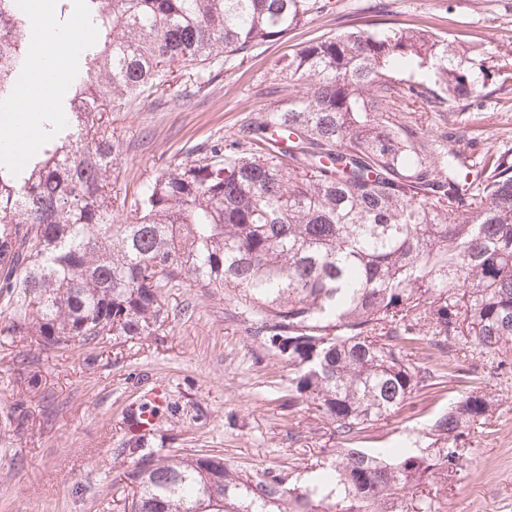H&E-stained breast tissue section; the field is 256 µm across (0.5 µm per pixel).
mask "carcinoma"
Returning a JSON list of instances; mask_svg holds the SVG:
<instances>
[{"label": "carcinoma", "mask_w": 512, "mask_h": 512, "mask_svg": "<svg viewBox=\"0 0 512 512\" xmlns=\"http://www.w3.org/2000/svg\"><path fill=\"white\" fill-rule=\"evenodd\" d=\"M86 68L38 131L42 150L0 158L1 336L42 351L152 336L165 289L234 293L252 334L296 371L288 401L315 406L338 447L305 481L250 473L206 453L136 440L125 512H440L465 437L485 423L474 387L442 413L428 447L352 444L418 388L466 377L460 352L512 351V164L475 178L400 116L451 111L478 93L476 49L427 28L375 22L297 49L276 99L239 138L168 162L130 194L115 175L117 112L224 58L276 43L321 0H83ZM35 21L0 0V106L32 62ZM512 89V53L492 61ZM426 343L438 368L412 360Z\"/></svg>", "instance_id": "carcinoma-1"}]
</instances>
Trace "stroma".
I'll return each mask as SVG.
<instances>
[{"label": "stroma", "mask_w": 512, "mask_h": 512, "mask_svg": "<svg viewBox=\"0 0 512 512\" xmlns=\"http://www.w3.org/2000/svg\"><path fill=\"white\" fill-rule=\"evenodd\" d=\"M371 17L446 32L487 57L512 48V0H329L284 41L202 73L190 97L119 112V183L137 188L171 160L200 159L214 141L235 140L244 121L260 117L279 60ZM479 81L482 94L457 100L447 115H415L426 138L451 139L463 171L473 173L491 155L512 162V91H497L486 74ZM165 297L169 324L118 350L105 343L42 352L25 337L0 336V512H122L112 479L132 464L129 405L159 383L167 404L148 446L162 453L202 450L240 469L294 477L333 448L325 416L289 405L295 372L252 336L236 299L187 282ZM466 363L481 372L492 412L471 428L441 510L512 512V373L478 356ZM463 392L448 377L416 391L365 432L361 448L427 447L432 420Z\"/></svg>", "instance_id": "1"}]
</instances>
